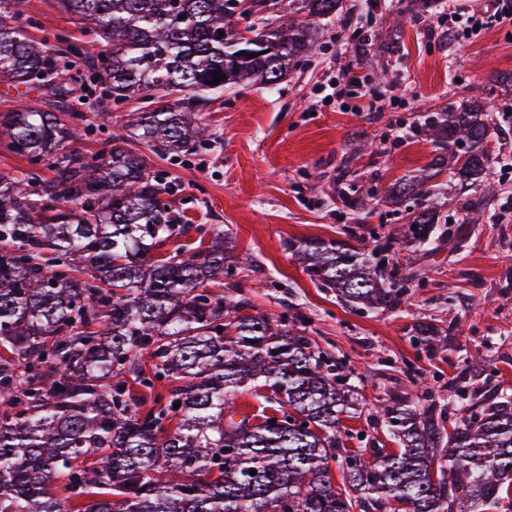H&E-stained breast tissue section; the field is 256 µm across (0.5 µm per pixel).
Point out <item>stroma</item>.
I'll return each instance as SVG.
<instances>
[{
  "label": "stroma",
  "mask_w": 512,
  "mask_h": 512,
  "mask_svg": "<svg viewBox=\"0 0 512 512\" xmlns=\"http://www.w3.org/2000/svg\"><path fill=\"white\" fill-rule=\"evenodd\" d=\"M408 3L383 0L369 18L353 14L352 0H344L349 23H323L316 53L277 89L250 83L224 91L202 114L211 132L202 147L146 155L151 176L169 189L171 219L186 228L165 251L223 231L238 264L213 292L248 298L249 314L297 322L355 385L363 412L345 421L349 455L393 450L384 423L372 415L376 401L426 398L444 407L452 385L470 404L512 396V173L501 171L512 161V26L493 24L460 43L442 32L428 35L436 15L410 16ZM19 8L34 39L51 43L67 33L89 61L104 48L56 0H21ZM397 14L405 17L402 27L387 34ZM361 26L370 44L358 53L348 42ZM347 66L364 70L382 111L321 100L320 84ZM93 77L82 67L73 83L92 113L79 145L90 156L136 107L130 101L113 110ZM476 91L491 118L493 162L465 195L439 176L442 233L430 244H413L404 210L384 203L381 193L422 173L438 155L415 127ZM476 201L484 219L472 224ZM393 236L400 242L389 260L416 278L388 309L346 306L334 289L311 280L291 249L317 237L371 252ZM427 323L442 329L440 346L418 341Z\"/></svg>",
  "instance_id": "1"
}]
</instances>
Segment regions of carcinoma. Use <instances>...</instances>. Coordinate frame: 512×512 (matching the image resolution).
<instances>
[{
	"mask_svg": "<svg viewBox=\"0 0 512 512\" xmlns=\"http://www.w3.org/2000/svg\"><path fill=\"white\" fill-rule=\"evenodd\" d=\"M234 2L57 0L108 45L95 67L105 97L142 101L90 159L74 148L88 131L69 76L82 49L31 38L19 0H0V81L53 98L51 110L0 112V143L28 162L0 174V512H478L512 487V400L459 403L448 423L434 403L380 401L398 452L348 456L355 466L336 483L353 408L336 364L296 324L244 316L249 299L204 288L235 267L223 237L155 254L180 226L127 129L159 155L196 148L209 137L200 112L242 83L276 88L316 51V21L342 7L288 0V15L243 35ZM488 116L479 95L421 126L440 150L436 171L385 195L413 206L415 240L440 223L430 181L445 165L462 186L482 181ZM291 249L360 309L396 304L407 280L399 263L342 241ZM159 382L167 394L140 409L128 384ZM247 385L271 391L282 418L235 419Z\"/></svg>",
	"mask_w": 512,
	"mask_h": 512,
	"instance_id": "obj_1",
	"label": "carcinoma"
}]
</instances>
